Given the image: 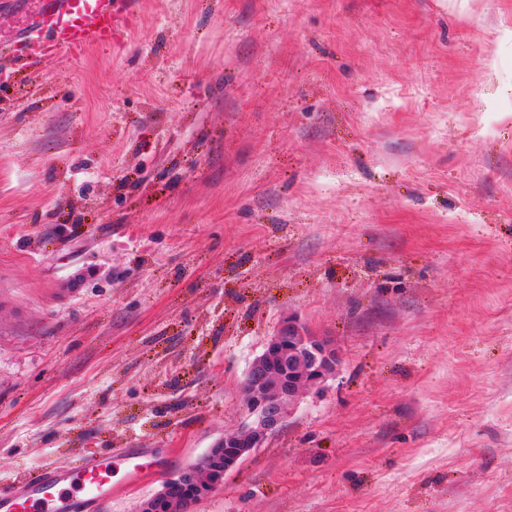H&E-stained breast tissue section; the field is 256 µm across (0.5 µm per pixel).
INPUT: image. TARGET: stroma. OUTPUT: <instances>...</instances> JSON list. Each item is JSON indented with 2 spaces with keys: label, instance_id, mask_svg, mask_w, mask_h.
Instances as JSON below:
<instances>
[{
  "label": "stroma",
  "instance_id": "1",
  "mask_svg": "<svg viewBox=\"0 0 512 512\" xmlns=\"http://www.w3.org/2000/svg\"><path fill=\"white\" fill-rule=\"evenodd\" d=\"M0 490L241 426L281 318L334 379L192 512H512V0H143L0 62Z\"/></svg>",
  "mask_w": 512,
  "mask_h": 512
}]
</instances>
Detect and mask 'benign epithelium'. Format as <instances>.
<instances>
[{
  "label": "benign epithelium",
  "mask_w": 512,
  "mask_h": 512,
  "mask_svg": "<svg viewBox=\"0 0 512 512\" xmlns=\"http://www.w3.org/2000/svg\"><path fill=\"white\" fill-rule=\"evenodd\" d=\"M340 362L329 337L313 332L295 315L283 318L245 374L246 422L224 433L200 465L167 479L156 495L142 503L140 512H186L214 492L228 472L285 426L302 393L336 375Z\"/></svg>",
  "instance_id": "7a95c632"
}]
</instances>
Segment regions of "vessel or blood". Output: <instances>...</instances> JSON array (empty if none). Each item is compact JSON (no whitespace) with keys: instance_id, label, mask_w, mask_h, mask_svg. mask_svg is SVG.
Listing matches in <instances>:
<instances>
[{"instance_id":"1","label":"vessel or blood","mask_w":512,"mask_h":512,"mask_svg":"<svg viewBox=\"0 0 512 512\" xmlns=\"http://www.w3.org/2000/svg\"><path fill=\"white\" fill-rule=\"evenodd\" d=\"M138 0H38L35 11L6 45L14 60L32 65L45 57L81 58L124 37ZM146 448L123 456L90 459L76 470H47L0 494V512H96L117 491L132 490L148 475Z\"/></svg>"}]
</instances>
